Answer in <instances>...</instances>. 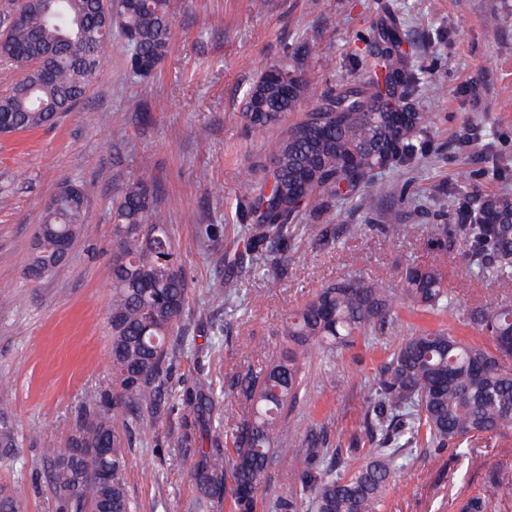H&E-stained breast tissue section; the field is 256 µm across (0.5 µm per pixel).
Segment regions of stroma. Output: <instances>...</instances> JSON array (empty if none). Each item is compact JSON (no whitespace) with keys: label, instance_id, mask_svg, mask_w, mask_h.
<instances>
[{"label":"stroma","instance_id":"35a3bbf8","mask_svg":"<svg viewBox=\"0 0 512 512\" xmlns=\"http://www.w3.org/2000/svg\"><path fill=\"white\" fill-rule=\"evenodd\" d=\"M171 11L170 49L152 77L132 80L127 53L115 46L76 111L49 128L0 135V373L13 380L9 416L23 438L11 457H0V487L20 496L25 512H52L50 466L40 448L65 437L88 395L112 390L102 365L112 341V290L101 270L112 259V201L141 175L158 186L188 281V340L170 352L164 405L140 411L130 426L133 512H189L197 495L188 474L192 451L208 442L188 393L214 382L213 414L221 416L233 377L265 368L282 320L321 285L354 270L394 283L409 264H436L455 308L441 318L400 308L386 337L313 361L307 394L291 416L301 438L321 424L333 436L357 429L365 382L414 328L442 324L474 339L472 310L512 306V283L479 279L461 253L434 244L439 225L456 223L459 200L512 197V0H265L260 9L253 0H171ZM391 16L412 62L440 89L414 100L428 115L423 153L376 176L389 189L376 209L398 215L399 235L384 236L341 200L310 223L361 224L360 237H341L331 249L299 240L282 274L248 259L224 262V254L244 251L236 203L264 182L281 133L248 128L249 88L304 43V76L316 94L327 92L363 73L372 33ZM68 181L88 190L84 231L51 275L32 280L27 268L44 205ZM201 224L223 225V252L202 246ZM228 275L236 292L216 295ZM402 454L405 467L386 491L383 512H459L472 496L485 499L486 512H512V487L486 482L490 467H512V434Z\"/></svg>","mask_w":512,"mask_h":512}]
</instances>
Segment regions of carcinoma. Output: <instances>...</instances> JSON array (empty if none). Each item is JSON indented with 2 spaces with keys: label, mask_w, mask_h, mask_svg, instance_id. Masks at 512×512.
<instances>
[{
  "label": "carcinoma",
  "mask_w": 512,
  "mask_h": 512,
  "mask_svg": "<svg viewBox=\"0 0 512 512\" xmlns=\"http://www.w3.org/2000/svg\"><path fill=\"white\" fill-rule=\"evenodd\" d=\"M105 13L99 0H32L26 20L0 40V57L28 67L9 94L0 97V125L29 132L71 112L85 97L101 59L120 40L130 74L150 77L166 57L172 38L170 0H112ZM376 77L354 75L320 95L276 140L270 183L247 191L239 207L252 217L241 225L248 251L270 255L271 268L283 270L280 255L294 245L293 232L322 246L339 234L357 236L361 224L339 230L334 224H301L304 211L322 215L335 198L349 196L368 208L384 185L378 171L410 164L422 148L426 118L413 111V96L424 87L422 72L401 49L396 25L374 35ZM304 60L265 69L250 87L245 103L249 126L266 130L285 120L310 97ZM88 192L78 182L59 190L56 204L44 207L37 228L36 259L51 274L62 262L61 241L80 236ZM454 229L442 225L440 243L463 241L477 259L479 275L512 281V197H486L462 204ZM116 251L105 268L112 282V331L107 369L115 383L112 407L93 398L66 439L42 449L52 472L55 512H131L125 473L128 438L117 416L155 405V383L167 370L169 349L186 333L188 283L174 261L169 233L154 183L127 184L112 201ZM208 249L223 245L224 225H198ZM412 312L447 313L445 273L437 266L409 265L399 281L367 279L355 272L316 291L290 313L278 330L281 342L261 375L237 381L247 412L224 413L209 426L213 448L199 452L189 471L198 496L193 512L231 493L237 512H254L258 492L273 471L295 478L282 512H294L298 495L311 498L313 512H382L393 474L404 468L406 447L459 448L482 435L512 432V307L479 308L470 321L488 343L465 341L445 329H422L400 342L379 365L366 389L359 429L337 445L354 453L368 441L373 453L349 474L322 466L328 447L324 432H310L303 451L290 455L280 445L292 413L303 398L306 366L362 336L379 337L399 320L397 301ZM214 386L199 387L191 402L197 414L210 415ZM231 440L228 459L220 439ZM21 445L14 425L0 417V448L8 454ZM490 486L512 484V469L489 470Z\"/></svg>",
  "instance_id": "carcinoma-1"
}]
</instances>
